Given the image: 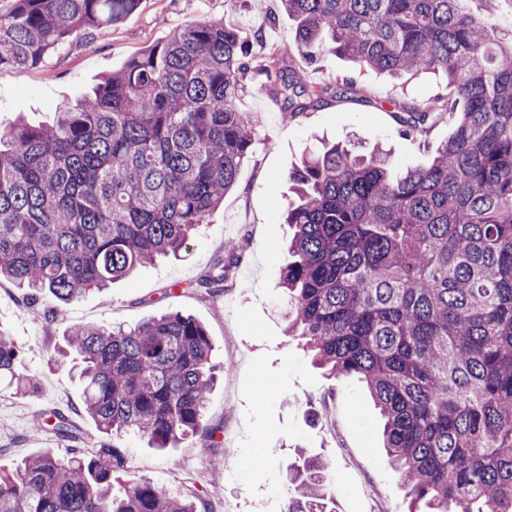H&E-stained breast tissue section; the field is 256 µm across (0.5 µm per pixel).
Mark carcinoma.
Wrapping results in <instances>:
<instances>
[{
    "label": "carcinoma",
    "mask_w": 512,
    "mask_h": 512,
    "mask_svg": "<svg viewBox=\"0 0 512 512\" xmlns=\"http://www.w3.org/2000/svg\"><path fill=\"white\" fill-rule=\"evenodd\" d=\"M141 0H14L0 16V71L35 66L88 29L116 27ZM289 52L340 57L394 79L441 72L456 97L395 105L403 133L455 118L431 163L395 173L386 152L332 145L289 174L297 200L282 271L287 331L333 378L356 376L384 420L400 485L426 512H512V33L465 0H281ZM250 71L239 31L205 18L131 58L45 125L0 129V280L59 305L159 257H180L236 185L256 121L237 101ZM294 118L328 93L275 61L257 69ZM238 244L196 281L220 288ZM82 408L107 437L89 453L47 450L0 471V512H197L125 473L118 441L159 450L201 433L216 382L205 327L170 312L134 327H72ZM20 350L0 332V390L31 393ZM55 434L79 440L69 416ZM331 463L288 466L285 512H336Z\"/></svg>",
    "instance_id": "cac0c4a2"
}]
</instances>
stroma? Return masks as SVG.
I'll use <instances>...</instances> for the list:
<instances>
[{"label": "stroma", "instance_id": "1", "mask_svg": "<svg viewBox=\"0 0 512 512\" xmlns=\"http://www.w3.org/2000/svg\"><path fill=\"white\" fill-rule=\"evenodd\" d=\"M205 17L233 24L255 52L284 57L294 40L295 22L279 0H142L119 26L87 31L37 67L1 72L0 124L21 116L33 123L51 121L58 103L78 100L133 55ZM296 67L302 80L329 86V93L288 120L265 77L249 74L237 106L258 117L257 144L235 188L182 258L157 260L106 292L62 306L29 303L23 290L0 283V331L21 348V368L37 384L26 395L0 393L1 470H13L48 449L65 453L69 441L32 429L38 416L53 409L76 424L79 447L103 440L80 412L73 369L52 362L70 327L135 324L180 311L200 321L211 340L219 371L205 425L221 444L205 454L193 437L159 452L139 437H125L127 478L181 496L217 490L205 512H283L287 466L307 449L332 463L336 512H409L364 385L354 377L328 379L302 341L286 333L288 298L281 273L291 230L280 213L295 197L286 173L305 150L324 141L350 140L364 151L383 145L396 170L428 164L452 134V122L440 116L427 135L412 139L401 135L391 104L405 97L417 102L445 97L451 89L433 74L404 82L358 70L327 46L314 62L300 59ZM230 240L240 244L241 255L223 288L187 289V282L211 271Z\"/></svg>", "mask_w": 512, "mask_h": 512}]
</instances>
